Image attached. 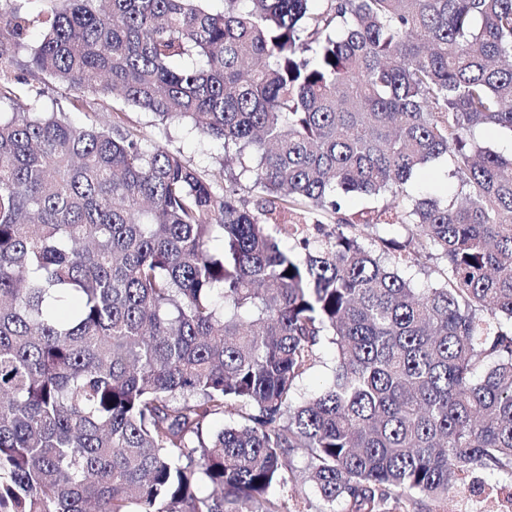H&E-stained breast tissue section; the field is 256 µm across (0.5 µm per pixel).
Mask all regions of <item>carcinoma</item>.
Returning <instances> with one entry per match:
<instances>
[{
    "label": "carcinoma",
    "instance_id": "cac0c4a2",
    "mask_svg": "<svg viewBox=\"0 0 512 512\" xmlns=\"http://www.w3.org/2000/svg\"><path fill=\"white\" fill-rule=\"evenodd\" d=\"M47 2L0 9V99L116 93L238 172L0 114V512H300L299 449L324 512L512 476V155L471 138L512 131V0ZM441 156L455 197L407 198ZM443 268L444 263L434 258L428 260L425 267H414L408 273L418 288H424L438 282L442 278L441 272ZM328 375L329 370L323 364H319L311 369L300 383V396L308 398L315 394L328 378Z\"/></svg>",
    "mask_w": 512,
    "mask_h": 512
}]
</instances>
